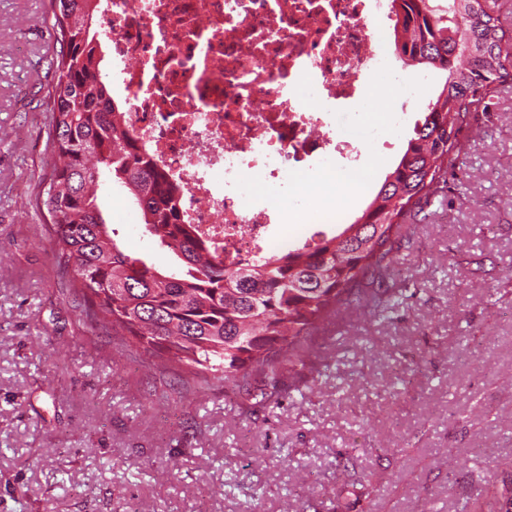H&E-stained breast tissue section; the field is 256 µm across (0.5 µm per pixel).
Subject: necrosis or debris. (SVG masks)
I'll list each match as a JSON object with an SVG mask.
<instances>
[{
    "mask_svg": "<svg viewBox=\"0 0 512 512\" xmlns=\"http://www.w3.org/2000/svg\"><path fill=\"white\" fill-rule=\"evenodd\" d=\"M112 96L226 256H261L290 223L295 175L360 169L376 129L337 127L396 77L390 0H98Z\"/></svg>",
    "mask_w": 512,
    "mask_h": 512,
    "instance_id": "4bbe7bcc",
    "label": "necrosis or debris"
}]
</instances>
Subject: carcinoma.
Wrapping results in <instances>:
<instances>
[{
	"mask_svg": "<svg viewBox=\"0 0 512 512\" xmlns=\"http://www.w3.org/2000/svg\"><path fill=\"white\" fill-rule=\"evenodd\" d=\"M392 2L402 29L397 59L446 73L436 101L340 234L241 264L225 262L223 245L185 223L180 185L115 111L91 35L96 0H51L61 46L47 102L56 161L36 206L56 218L46 231L58 265L73 274L70 288L82 294L86 320L121 336L122 348L178 365L202 389L217 379L269 399L296 387L305 371L320 372L311 341L329 317L361 309L385 318L399 307L401 298L374 284L392 270L400 221L437 193L460 161L462 132L512 81V31L483 0ZM104 176L134 198L145 233L180 260L178 271L122 250L97 203Z\"/></svg>",
	"mask_w": 512,
	"mask_h": 512,
	"instance_id": "carcinoma-1",
	"label": "carcinoma"
}]
</instances>
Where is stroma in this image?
<instances>
[{
	"label": "stroma",
	"mask_w": 512,
	"mask_h": 512,
	"mask_svg": "<svg viewBox=\"0 0 512 512\" xmlns=\"http://www.w3.org/2000/svg\"><path fill=\"white\" fill-rule=\"evenodd\" d=\"M50 0H0V512H486L512 491V87L464 134L461 165L403 221L388 320L359 310L320 336L328 368L279 407L152 368L90 327L36 206L55 163ZM414 100L393 151L337 180L352 222L442 84ZM99 206L122 247L178 259Z\"/></svg>",
	"instance_id": "1"
}]
</instances>
